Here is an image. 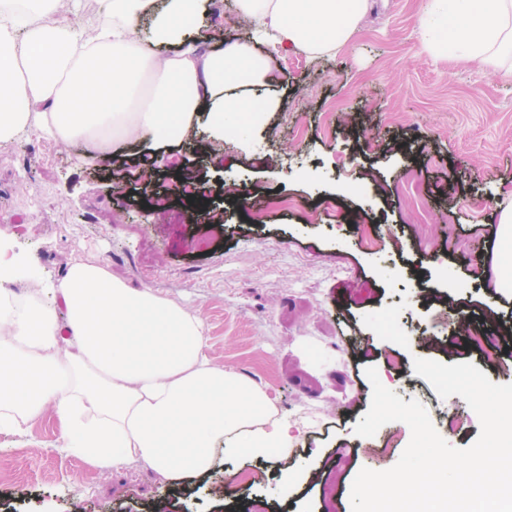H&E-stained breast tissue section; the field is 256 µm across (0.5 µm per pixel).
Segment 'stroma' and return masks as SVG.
Wrapping results in <instances>:
<instances>
[{
  "label": "stroma",
  "instance_id": "stroma-1",
  "mask_svg": "<svg viewBox=\"0 0 512 512\" xmlns=\"http://www.w3.org/2000/svg\"><path fill=\"white\" fill-rule=\"evenodd\" d=\"M421 5L370 0L330 57L256 44L272 60L282 109L222 149L197 136L161 150L126 143L116 171L78 161L85 143L39 131L0 148V251L55 283L74 262L103 264L129 287L198 312L210 359L265 391L300 428L288 460L220 458L183 488L139 462L106 470L68 453L49 416L26 435L0 432V512H243L254 500L268 512H327L322 486L335 469L340 512H352L357 473L393 467L411 439L408 425L388 423L398 445L380 454L355 435L371 402L369 366L403 401L423 403L449 444L476 440L473 410L460 396L440 398L413 360L469 361L494 383L512 380L466 346H442L468 316L493 317L512 333V296L490 295L482 272L490 228L512 208V79L428 52ZM233 10L234 0H214L198 23L200 51L249 38L248 23L227 24ZM411 166L435 229L414 220L403 195ZM116 174L119 195L106 189ZM183 177L196 178L207 202L224 184L241 185L247 203L222 200L214 218L196 213L174 192ZM160 194L171 197L164 212L153 205ZM271 197L291 205L265 210ZM363 222L378 226L385 249L361 245ZM16 224L26 233H14ZM388 319L397 335H385ZM447 410L462 415L461 430L443 426Z\"/></svg>",
  "mask_w": 512,
  "mask_h": 512
}]
</instances>
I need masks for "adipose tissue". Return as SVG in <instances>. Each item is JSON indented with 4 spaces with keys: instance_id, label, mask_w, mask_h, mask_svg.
<instances>
[{
    "instance_id": "ef3b65f1",
    "label": "adipose tissue",
    "mask_w": 512,
    "mask_h": 512,
    "mask_svg": "<svg viewBox=\"0 0 512 512\" xmlns=\"http://www.w3.org/2000/svg\"><path fill=\"white\" fill-rule=\"evenodd\" d=\"M0 0V147L49 127L65 144L91 140L172 145L196 130L215 144L263 123L281 100L255 110L232 83L249 73L263 85L265 58L246 43L199 52L186 17L210 0H101L98 34L59 23L60 0ZM242 19L278 45L318 57L356 32L367 0H236ZM153 15L151 33L141 21ZM422 42L484 64L512 49V0H425ZM166 44L173 55L160 56ZM0 266V430L19 431L46 413L60 446L97 467L142 462L172 483L205 479L214 449L281 458L295 438L271 419L269 401L212 364L201 316L148 288H130L100 264L76 262L59 283L35 281L21 304Z\"/></svg>"
}]
</instances>
